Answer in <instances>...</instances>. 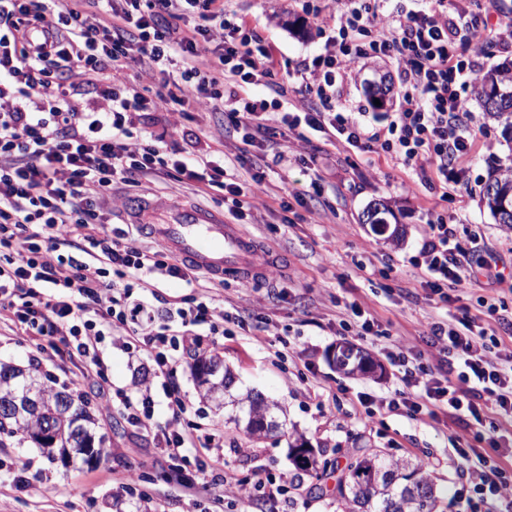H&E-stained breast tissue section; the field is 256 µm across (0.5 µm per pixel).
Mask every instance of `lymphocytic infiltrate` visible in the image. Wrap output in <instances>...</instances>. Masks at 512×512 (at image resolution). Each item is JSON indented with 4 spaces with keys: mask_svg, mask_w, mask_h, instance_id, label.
I'll use <instances>...</instances> for the list:
<instances>
[{
    "mask_svg": "<svg viewBox=\"0 0 512 512\" xmlns=\"http://www.w3.org/2000/svg\"><path fill=\"white\" fill-rule=\"evenodd\" d=\"M312 12L326 39L289 71L297 96L288 100L272 80V47L224 0H0V312L39 354L80 358L99 378L106 336L140 343L156 365L158 389L133 396L104 385L103 406L154 434L178 479L191 488L215 486L219 502L248 503L258 494L274 501L294 485L285 475L248 483L215 455V434L181 428L189 405L174 363L197 349V328L224 336L246 322L214 307L206 289L192 306L130 305L133 289L171 279L190 284L197 275L111 229L114 193L172 178L202 196L219 193L234 224L271 197L287 211L322 191L316 157L303 154L311 131L332 146L390 156L428 187L467 189L464 163L482 130L461 92L475 85L491 47L512 50L500 0H422L419 9L388 13L367 0H322ZM459 45L466 53H456ZM371 55L389 58L403 86L397 112L375 131L337 95L352 63ZM133 67L156 84L153 95L128 84ZM78 75L99 92V110L71 104ZM258 84L262 92L249 93ZM190 101L228 119L216 131L198 130L195 150L169 146L165 134L136 123L138 113L157 112L177 129ZM283 141L291 152L279 151ZM255 148L274 150L276 164L302 165L307 189L273 194L256 169ZM495 261L492 248L465 251L453 225L434 211L409 259L448 304L480 273L504 281ZM511 323L499 317L497 326H483L465 312L428 323L422 335L397 337L386 355L401 389L361 394L360 404L370 416L400 409L443 415L466 431L478 426L495 435L512 427V344L497 334ZM159 395L167 410L161 426L154 419ZM456 455L469 479L452 496L459 512H512V448L493 458L475 448Z\"/></svg>",
    "mask_w": 512,
    "mask_h": 512,
    "instance_id": "lymphocytic-infiltrate-1",
    "label": "lymphocytic infiltrate"
}]
</instances>
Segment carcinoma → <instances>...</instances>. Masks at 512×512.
Returning <instances> with one entry per match:
<instances>
[{
  "label": "carcinoma",
  "instance_id": "carcinoma-1",
  "mask_svg": "<svg viewBox=\"0 0 512 512\" xmlns=\"http://www.w3.org/2000/svg\"><path fill=\"white\" fill-rule=\"evenodd\" d=\"M475 97L492 120L502 124L512 134V76L503 69H493L483 74L476 87ZM512 189V173L503 168L492 172L485 184L484 193L490 186ZM28 403L23 413L14 419L0 421V445L3 439L21 437L27 439L41 431L44 423L53 420L59 432L56 447H42L43 452L61 456L71 454L73 448H84L89 435L93 434V418L89 401H77L66 388L58 389L42 381L31 370L0 363V405ZM239 407L246 412L245 433L257 440L264 436L263 422L276 421L277 406L251 394L224 397L217 406ZM297 469L322 475L328 462L319 459L313 451H298L293 456ZM418 474L425 500L414 502L406 494L404 483L395 478L406 468ZM342 512H433L436 494L433 481L425 467L411 459L387 457L367 448L362 454L352 456L346 468L345 481L339 484Z\"/></svg>",
  "mask_w": 512,
  "mask_h": 512
}]
</instances>
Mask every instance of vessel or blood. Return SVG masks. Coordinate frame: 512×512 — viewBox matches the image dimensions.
Segmentation results:
<instances>
[{"instance_id": "1", "label": "vessel or blood", "mask_w": 512, "mask_h": 512, "mask_svg": "<svg viewBox=\"0 0 512 512\" xmlns=\"http://www.w3.org/2000/svg\"><path fill=\"white\" fill-rule=\"evenodd\" d=\"M157 242L206 273L252 281L259 271L258 248L238 225L191 206L151 211Z\"/></svg>"}]
</instances>
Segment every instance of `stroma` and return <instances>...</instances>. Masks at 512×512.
Masks as SVG:
<instances>
[{"label":"stroma","mask_w":512,"mask_h":512,"mask_svg":"<svg viewBox=\"0 0 512 512\" xmlns=\"http://www.w3.org/2000/svg\"><path fill=\"white\" fill-rule=\"evenodd\" d=\"M230 10L245 18L274 48L280 62L275 79L294 98V83L288 73L302 58L315 54L323 45L320 23L303 9V0H228ZM389 78L391 93H398L395 67L384 59L356 60L353 68L361 80L340 85L343 102L362 113L364 123L386 126L395 105L373 107L365 91L374 68ZM468 106L493 149L477 145L465 162L471 192L432 191L413 180L396 161L377 153L347 151L314 141L308 153L317 154L325 183L319 200L310 201L295 223L285 224L277 212L258 211L257 221L244 225V232L257 240L269 256H283V263L269 268L266 280L243 284L224 281L215 290V306L256 323L253 305L265 299L267 330L261 336L235 331L230 336H201L200 352L216 356L229 367L238 391L260 394L286 411L287 425L266 439L249 440L213 403L202 399L188 361L174 368L189 410L183 423H217L224 427V459L240 477L250 479L262 471L272 476L294 474L289 447L304 437L312 448L322 451L336 470L327 478L302 476L300 495L285 503L256 508L241 502L223 505V512H341L336 485L352 450L367 446L394 457L426 463L436 487V512H449L451 494L463 483L448 456L452 447L484 448L486 435L463 431L454 421L429 417L409 418L404 412L367 417L357 400L358 393L378 395L398 386L396 371L381 353L386 337L361 343L372 361L382 363L381 376H345L330 364L328 355L342 342L339 326L350 301L365 310L392 332L414 336L422 332L429 317L446 319L448 305H435L421 284L419 270L408 259L423 240L428 209L447 216L457 227L462 246L481 235L485 244L497 249L503 263H512V241L504 226L496 224L484 200L488 172L512 164V141L501 126L488 118L476 97ZM384 202L390 235L374 233L364 221L370 204ZM277 298H267L269 287ZM103 358L112 387L128 391L154 380L152 363L139 344L125 336L105 340ZM0 362L37 369L49 375L55 387L83 395L97 421L96 433L103 436L104 454L99 462L63 464L48 459L36 444L9 439L0 447V512H137L118 483L128 469L144 474L141 485L149 497L150 512H211L208 489L182 487L167 464L158 463L152 436L130 426L117 411H105L97 398L93 380L84 378V365L77 360H39L27 337L12 335L0 326ZM26 466L29 484L16 487L17 466Z\"/></svg>","instance_id":"1"}]
</instances>
